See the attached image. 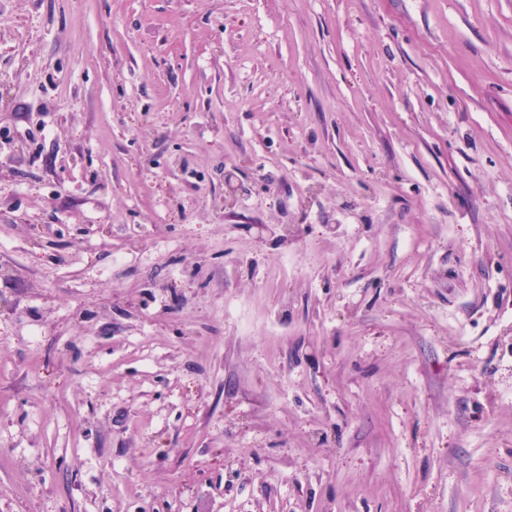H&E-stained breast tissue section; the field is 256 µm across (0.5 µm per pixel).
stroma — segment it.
<instances>
[{"instance_id":"stroma-1","label":"stroma","mask_w":512,"mask_h":512,"mask_svg":"<svg viewBox=\"0 0 512 512\" xmlns=\"http://www.w3.org/2000/svg\"><path fill=\"white\" fill-rule=\"evenodd\" d=\"M4 130L0 512H512V0H0Z\"/></svg>"}]
</instances>
